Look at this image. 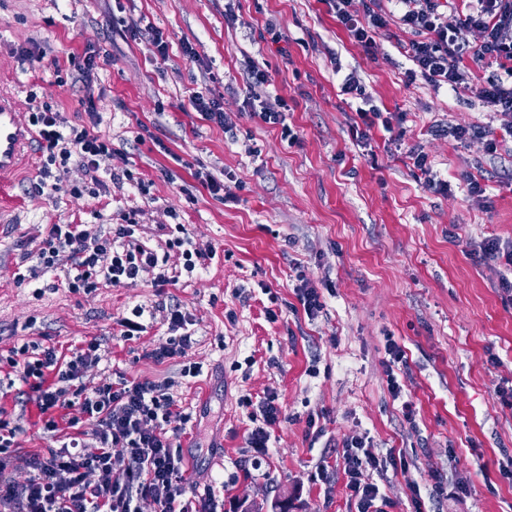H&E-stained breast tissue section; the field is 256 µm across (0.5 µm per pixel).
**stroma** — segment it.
Listing matches in <instances>:
<instances>
[{
	"label": "stroma",
	"mask_w": 512,
	"mask_h": 512,
	"mask_svg": "<svg viewBox=\"0 0 512 512\" xmlns=\"http://www.w3.org/2000/svg\"><path fill=\"white\" fill-rule=\"evenodd\" d=\"M271 20L285 40L271 41ZM134 23L162 31L167 59L131 37ZM412 38L381 32L365 53L325 0H0V95L24 113L33 94L75 119L82 93L73 65L97 50L105 58L95 88L99 130L112 142L99 175L111 181L129 170L151 184L145 196L118 179L95 200L37 191L43 157L30 143L0 186V354L31 341L64 352L94 338L102 360L91 378L172 381L188 417L176 446L223 512H355L336 452L362 433L377 457L394 448L403 458L365 474L386 512H418L417 494L419 512H512V407L497 394L512 383V300L497 268L471 257L487 237L512 240V138L494 157L479 140L431 139L437 120L500 124L470 92L406 85L408 62L395 44ZM186 43L195 60L184 56ZM334 53L357 68L375 105L405 113L407 139L423 144L451 194L425 189L404 154L388 150L382 129H373L370 147L357 145L350 129L358 116L339 91ZM249 58L267 64L271 92L287 98L298 145L247 115L226 134L192 109L196 91L240 109L238 75ZM201 167L230 186L236 203L202 186ZM483 171L491 174L484 209L465 187ZM129 211L144 242L167 253L176 284L155 288L146 272L137 285L87 295L62 288L55 271L20 281L45 225L106 232ZM172 220L214 258L185 271L180 250L166 247L162 226ZM300 270L332 281L312 319L297 307ZM173 303L190 321L193 345L185 358L159 363L147 353L174 338L165 320ZM137 306L145 330L128 339L121 323ZM390 338L406 353L398 399L382 364ZM187 363L200 366L198 376L183 375ZM11 380L1 363L0 407L24 428L19 454L48 448L36 407L16 405ZM270 393L281 418L256 465L246 444L249 410L238 399ZM406 401L417 412L411 423ZM219 450L224 466L211 468ZM439 481L464 483L466 498H436Z\"/></svg>",
	"instance_id": "1"
}]
</instances>
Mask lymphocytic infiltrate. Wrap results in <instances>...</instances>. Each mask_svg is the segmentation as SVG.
<instances>
[{"label": "lymphocytic infiltrate", "mask_w": 512, "mask_h": 512, "mask_svg": "<svg viewBox=\"0 0 512 512\" xmlns=\"http://www.w3.org/2000/svg\"><path fill=\"white\" fill-rule=\"evenodd\" d=\"M397 15L387 14L381 0H328L332 13L364 51H371L378 32L397 23L413 33L403 51L410 61L406 85L424 80L433 88L467 90L492 107L502 130L512 137V0H475L472 10L449 20L448 0H396ZM480 31V41H471V31ZM97 53L85 55L77 66V82L84 91V116L70 122L58 107L30 100L28 122L37 133L44 157L39 170L51 190L54 169L78 167L81 183L69 185L74 198L100 197L106 186L98 171L112 157V143L97 127L99 116L94 97ZM340 73V92L357 101L361 125L355 130L359 144L371 139V130L382 126L390 143L405 150V156L422 179L424 187L436 194H448L451 186L434 172L429 155L420 144H406L405 116L383 113L374 106L356 69ZM241 78L247 95L243 106L250 116L280 127L281 138L296 145L300 138L286 123L288 103L282 96H270L268 71L252 59L245 60ZM134 213L123 216L122 224L109 233L82 224L46 225L36 251L37 263L30 269L38 277L63 270V285L70 293H92L102 285L126 287L136 284L143 272L155 271V287L171 284L166 272L167 257L147 246L139 237ZM476 263L503 265L507 276L499 286L512 297V240L486 238L473 249ZM100 343L91 339L63 353L54 345L27 342L11 349L6 363L18 374L27 402L41 415L42 430L57 434L55 445L23 457L11 456L20 425L0 417V512H141L142 501H151L155 512H216L213 499L191 504L182 474V458L173 449L181 428V414L168 382L102 379L90 384L87 373L101 360ZM367 441H344L340 457L346 488L356 512H385L379 488L366 482L364 474L379 469L378 457L370 454ZM126 456L123 479L113 476V449Z\"/></svg>", "instance_id": "obj_1"}]
</instances>
